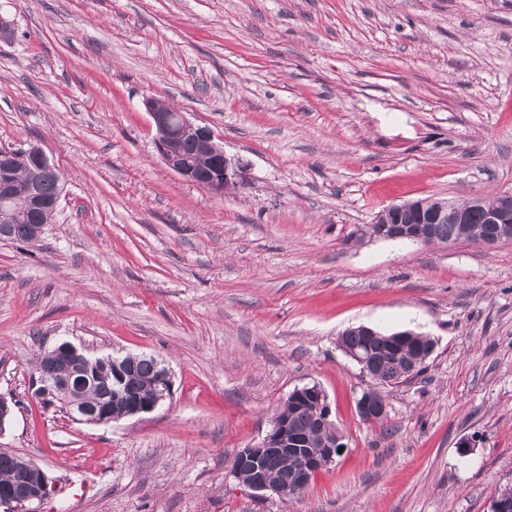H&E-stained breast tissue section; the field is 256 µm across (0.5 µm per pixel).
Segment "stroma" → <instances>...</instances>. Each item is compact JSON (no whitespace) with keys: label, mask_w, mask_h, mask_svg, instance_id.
Masks as SVG:
<instances>
[{"label":"stroma","mask_w":512,"mask_h":512,"mask_svg":"<svg viewBox=\"0 0 512 512\" xmlns=\"http://www.w3.org/2000/svg\"><path fill=\"white\" fill-rule=\"evenodd\" d=\"M0 147L64 176L33 242L0 241V450L53 481L35 512H490L512 487V242L368 238L417 199L512 193V0H0ZM208 127L223 196L162 163L143 101ZM431 336L386 389L343 331ZM146 354L152 412L106 425L34 395L41 350ZM345 449L287 501L232 474L295 388ZM470 440L462 452V440Z\"/></svg>","instance_id":"35a3bbf8"}]
</instances>
